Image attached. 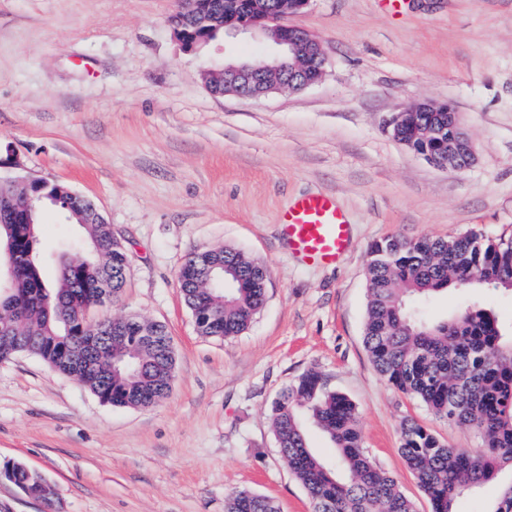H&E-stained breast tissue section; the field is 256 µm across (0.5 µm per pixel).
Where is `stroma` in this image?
Masks as SVG:
<instances>
[{"mask_svg": "<svg viewBox=\"0 0 512 512\" xmlns=\"http://www.w3.org/2000/svg\"><path fill=\"white\" fill-rule=\"evenodd\" d=\"M178 0H0V180L60 182L90 200L131 256L118 300L92 319L137 315L170 336L175 377L148 408L101 402L39 358L0 360V464L43 475L48 498L0 479V512H224L248 490L278 512H312L283 460L272 405L301 374L356 406L366 453L415 512L428 498L399 450L411 418L449 447L479 453L468 426L387 386L363 343L369 252L389 237L512 234V0H310L290 18L323 45L327 73L262 100L210 93L221 61H260L276 45L252 33L183 50ZM452 103L476 154L450 173L394 141L386 119ZM336 197L351 245L333 267L299 263L279 216L294 197ZM42 265L85 233L46 212ZM232 247L268 270L248 330L202 336L178 270L192 253ZM512 324V297L453 290L432 315L472 304Z\"/></svg>", "mask_w": 512, "mask_h": 512, "instance_id": "35a3bbf8", "label": "stroma"}]
</instances>
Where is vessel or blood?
I'll return each mask as SVG.
<instances>
[{
	"instance_id": "obj_1",
	"label": "vessel or blood",
	"mask_w": 512,
	"mask_h": 512,
	"mask_svg": "<svg viewBox=\"0 0 512 512\" xmlns=\"http://www.w3.org/2000/svg\"><path fill=\"white\" fill-rule=\"evenodd\" d=\"M279 223L288 252L308 265L336 264L350 246L348 217L327 193L295 197L282 211Z\"/></svg>"
}]
</instances>
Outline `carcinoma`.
Listing matches in <instances>:
<instances>
[{"label":"carcinoma","mask_w":512,"mask_h":512,"mask_svg":"<svg viewBox=\"0 0 512 512\" xmlns=\"http://www.w3.org/2000/svg\"><path fill=\"white\" fill-rule=\"evenodd\" d=\"M263 0H184L171 23L174 34L192 50L224 30V7L232 13H258ZM212 19L210 30L198 25ZM433 116L412 113L403 130L407 147L423 152L437 139L429 136ZM81 225L89 253L60 264L56 281H47L38 261L39 227L50 204ZM31 255L19 263L0 294V329L17 353L34 355L73 377L102 402L128 408L150 407L169 393L175 356L163 346L139 342L137 326L146 321L120 319L126 344L109 348L94 335L99 322L88 317L98 306L94 285L103 279L119 297L129 256L112 240V229L90 203L60 183L36 181L0 196V244ZM226 273L227 282L215 280ZM178 280L198 331L228 339L245 332L266 301L267 268L244 252L203 251L181 266ZM488 286L512 293V237L488 239L473 233L449 238L393 237L376 243L367 267V306L363 343L371 361L392 389L419 399L437 416L474 428L482 437L477 455L448 447L411 419L400 424V452L428 497L431 512H453L457 497L473 486L495 481L512 467V330L492 310L472 305L438 321L424 317L419 305L450 289ZM275 438L290 470L307 489L313 512H414L397 481L365 454L356 407L345 395L324 388L321 376L306 372L273 403ZM329 440L346 477L339 478L308 443L305 422ZM16 486L41 490L35 477L12 468ZM224 512H278L275 503L247 490L228 495Z\"/></svg>","instance_id":"carcinoma-1"}]
</instances>
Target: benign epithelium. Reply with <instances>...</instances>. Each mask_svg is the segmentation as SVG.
<instances>
[{
  "instance_id": "benign-epithelium-1",
  "label": "benign epithelium",
  "mask_w": 512,
  "mask_h": 512,
  "mask_svg": "<svg viewBox=\"0 0 512 512\" xmlns=\"http://www.w3.org/2000/svg\"><path fill=\"white\" fill-rule=\"evenodd\" d=\"M309 0H289L284 6L276 2L267 6V11L251 20L226 21L227 32L251 31L271 39L278 47L277 54L266 62H224L215 70L224 72L223 94H234L243 98L258 99L282 90L288 84L291 90H302L318 83L325 75L326 56L321 43L308 31L288 23V16L304 9ZM413 112H446L447 122L436 134L448 133L451 149L434 154L426 153L424 158L439 168L449 171H465L475 162L472 143L465 133L459 112L448 103L433 105L419 103L392 114L385 121V131L396 141H401L400 131ZM18 263V255L0 254V285L11 280Z\"/></svg>"
}]
</instances>
